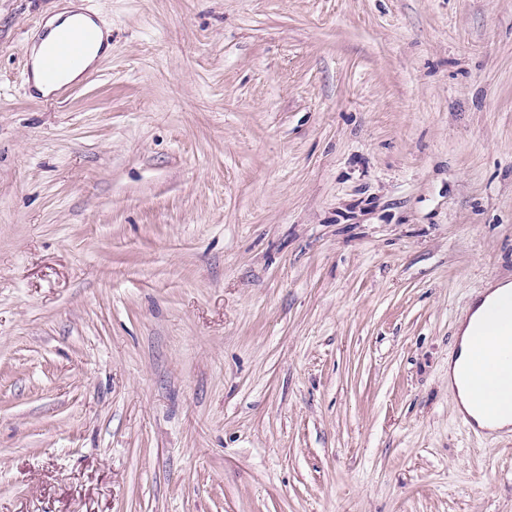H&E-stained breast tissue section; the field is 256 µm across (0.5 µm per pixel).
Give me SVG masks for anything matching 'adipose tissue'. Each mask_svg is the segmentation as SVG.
<instances>
[{"label":"adipose tissue","instance_id":"obj_1","mask_svg":"<svg viewBox=\"0 0 512 512\" xmlns=\"http://www.w3.org/2000/svg\"><path fill=\"white\" fill-rule=\"evenodd\" d=\"M512 323V283L495 284L477 299L467 316L459 322L458 353L448 362V384L455 388L459 411L486 431L496 434L512 429V412L497 410L484 393L468 383L466 367L474 362L476 335L480 330H495L497 321Z\"/></svg>","mask_w":512,"mask_h":512}]
</instances>
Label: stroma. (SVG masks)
Listing matches in <instances>:
<instances>
[{
  "mask_svg": "<svg viewBox=\"0 0 512 512\" xmlns=\"http://www.w3.org/2000/svg\"><path fill=\"white\" fill-rule=\"evenodd\" d=\"M0 0V512H512L457 322L512 281V0ZM48 30L44 34V36L39 41L37 47L35 46L33 51V66H32V81L34 87L44 92L48 93L53 87L48 86L42 80V76L38 67V55L40 48L47 43L54 34L60 29H73L75 31H79L83 28H91L97 29L102 32L101 27L87 14L83 13L81 10V6L70 4V7L64 9L62 12L58 13L54 17H52L46 24ZM95 39L96 35L92 31H86L80 40L74 39L68 31H60L41 53L40 67L46 81L56 85L64 72L62 82L76 81L87 68L95 63L100 52L104 51V39H101L86 55ZM84 57L83 65L80 68L72 69L79 67Z\"/></svg>",
  "mask_w": 512,
  "mask_h": 512,
  "instance_id": "obj_1",
  "label": "stroma"
}]
</instances>
